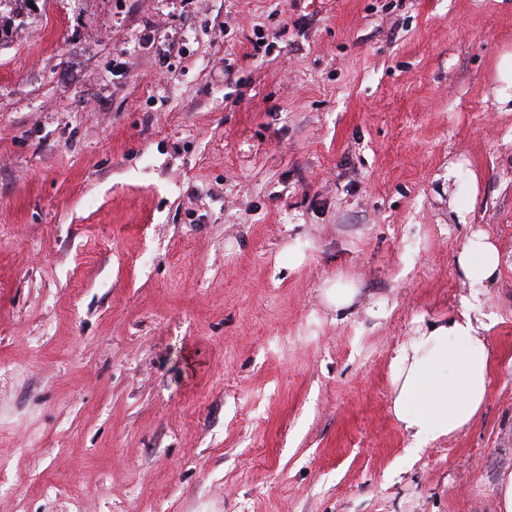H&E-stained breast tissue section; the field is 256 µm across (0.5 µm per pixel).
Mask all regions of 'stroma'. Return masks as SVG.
Instances as JSON below:
<instances>
[{"label":"stroma","instance_id":"obj_1","mask_svg":"<svg viewBox=\"0 0 512 512\" xmlns=\"http://www.w3.org/2000/svg\"><path fill=\"white\" fill-rule=\"evenodd\" d=\"M0 22V512H498L512 0H7ZM476 232L484 286L456 267ZM470 294L485 404L409 453L393 351ZM497 94L500 100H512V52H505L495 68ZM457 269L471 283H490L496 276L501 256L497 246L484 234H471L458 253Z\"/></svg>","mask_w":512,"mask_h":512}]
</instances>
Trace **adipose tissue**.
I'll return each instance as SVG.
<instances>
[{
    "mask_svg": "<svg viewBox=\"0 0 512 512\" xmlns=\"http://www.w3.org/2000/svg\"><path fill=\"white\" fill-rule=\"evenodd\" d=\"M456 262L464 279L479 284L495 278L501 256L486 235L473 234ZM485 318L478 295L462 298L458 314L419 328L395 349L392 411L410 438V452L463 432L478 417L491 368Z\"/></svg>",
    "mask_w": 512,
    "mask_h": 512,
    "instance_id": "obj_1",
    "label": "adipose tissue"
}]
</instances>
